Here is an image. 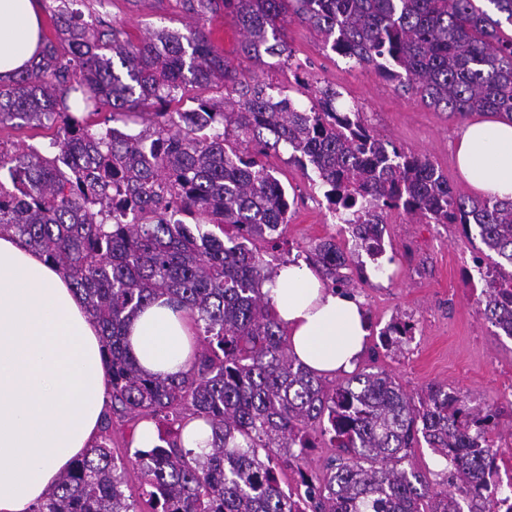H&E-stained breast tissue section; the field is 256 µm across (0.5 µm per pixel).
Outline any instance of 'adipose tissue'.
Instances as JSON below:
<instances>
[{
  "instance_id": "1",
  "label": "adipose tissue",
  "mask_w": 512,
  "mask_h": 512,
  "mask_svg": "<svg viewBox=\"0 0 512 512\" xmlns=\"http://www.w3.org/2000/svg\"><path fill=\"white\" fill-rule=\"evenodd\" d=\"M36 0H0V81L40 58ZM459 173L480 196L512 199V117L474 119L456 140ZM292 355L320 375L354 371L370 330L357 297L324 288L304 266L279 267L262 287ZM140 369L187 371L195 338L167 298L129 324ZM111 391L103 339L61 270L12 234L0 235V512H32L100 435Z\"/></svg>"
}]
</instances>
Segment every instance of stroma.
Listing matches in <instances>:
<instances>
[{
    "label": "stroma",
    "instance_id": "stroma-1",
    "mask_svg": "<svg viewBox=\"0 0 512 512\" xmlns=\"http://www.w3.org/2000/svg\"><path fill=\"white\" fill-rule=\"evenodd\" d=\"M76 7L84 16L116 25L134 39L149 30L181 28L192 17L186 0H78ZM205 28L240 78L272 82L297 97L291 68L267 70L241 52V34L231 14L220 9L208 14ZM283 34L294 61L307 64L314 85L336 87L345 105L361 109L371 130L425 155L456 191L469 193L455 164L453 139L459 121L397 90L394 82L373 71L349 67L341 57L323 50L316 34L298 20H288ZM57 131L54 125L4 126L0 149H46ZM288 157L283 151L264 159L294 205L278 248L269 249L261 242L259 252L290 260L310 253L326 239L353 250L350 226L328 210L322 189ZM383 232L386 262L375 275L356 281L354 288L371 326L361 368L385 371L410 394L432 384L461 391L472 406L496 410L498 432L512 433V339L482 314V290L473 262L481 251L479 239L465 235L459 225L417 224L396 211L385 215ZM395 318L409 321L413 333L400 347L387 350L379 334Z\"/></svg>",
    "mask_w": 512,
    "mask_h": 512
}]
</instances>
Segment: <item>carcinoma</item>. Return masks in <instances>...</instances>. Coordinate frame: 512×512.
I'll return each mask as SVG.
<instances>
[{
  "instance_id": "obj_1",
  "label": "carcinoma",
  "mask_w": 512,
  "mask_h": 512,
  "mask_svg": "<svg viewBox=\"0 0 512 512\" xmlns=\"http://www.w3.org/2000/svg\"><path fill=\"white\" fill-rule=\"evenodd\" d=\"M59 2L57 41L0 83V126L60 123L51 156L0 150V234L19 236L81 295L112 388L99 440L34 512H138L122 490L129 466L151 512H512V486L495 480L493 410L441 385L408 394L383 371L334 385L315 375L289 352L261 291L275 267L248 246L276 241L288 223L286 190L257 158L288 150L316 175L328 209L348 215L357 252H385L373 229L394 210L479 237L496 256L483 275V314L512 338V199L456 192L429 159L341 107L336 88L312 86L282 35L294 16L324 49L451 118L512 116V38L500 35L512 0H486L491 13L477 0H187L196 15L187 33L161 29L136 42ZM220 3L242 32L241 52L294 66L310 106L230 70L201 25ZM213 84L221 99L172 108L187 86ZM133 117L145 123L136 134L124 131ZM305 261L325 286H352L344 269L353 256L336 242ZM164 296L190 313L200 349L187 372L159 377L140 370L126 328ZM410 331L392 322L383 345L400 346ZM189 416L211 427L206 453L181 444ZM148 419L169 425L160 444L116 460L114 421L133 433ZM317 434L339 449L320 475L302 466ZM421 438L446 461L443 493L405 465ZM283 467L295 487L282 488Z\"/></svg>"
}]
</instances>
